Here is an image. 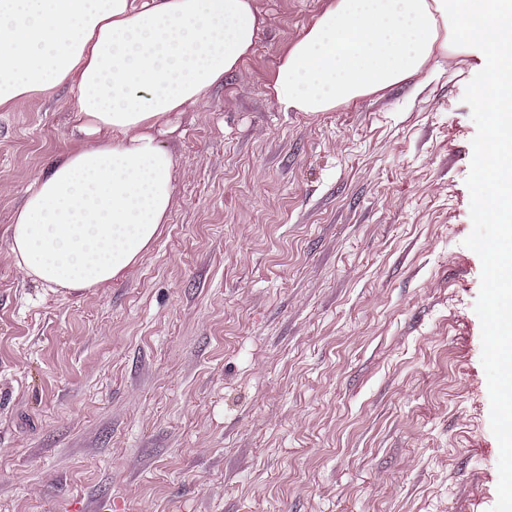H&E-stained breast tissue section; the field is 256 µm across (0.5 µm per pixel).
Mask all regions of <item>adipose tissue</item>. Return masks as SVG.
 I'll use <instances>...</instances> for the list:
<instances>
[{"mask_svg": "<svg viewBox=\"0 0 512 512\" xmlns=\"http://www.w3.org/2000/svg\"><path fill=\"white\" fill-rule=\"evenodd\" d=\"M262 23L252 0H0V108L68 86L87 145L35 178L10 248L51 288L119 279L167 223L175 159L162 139L236 70ZM475 58L489 116L487 222L512 241V0H333L287 50L270 90L328 112Z\"/></svg>", "mask_w": 512, "mask_h": 512, "instance_id": "1", "label": "adipose tissue"}]
</instances>
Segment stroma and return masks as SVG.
<instances>
[{
	"label": "stroma",
	"mask_w": 512,
	"mask_h": 512,
	"mask_svg": "<svg viewBox=\"0 0 512 512\" xmlns=\"http://www.w3.org/2000/svg\"><path fill=\"white\" fill-rule=\"evenodd\" d=\"M330 0H254L251 54L186 107L167 224L105 288L18 268L68 87L0 110V512H512L490 346L502 228L472 60L284 111Z\"/></svg>",
	"instance_id": "obj_1"
}]
</instances>
